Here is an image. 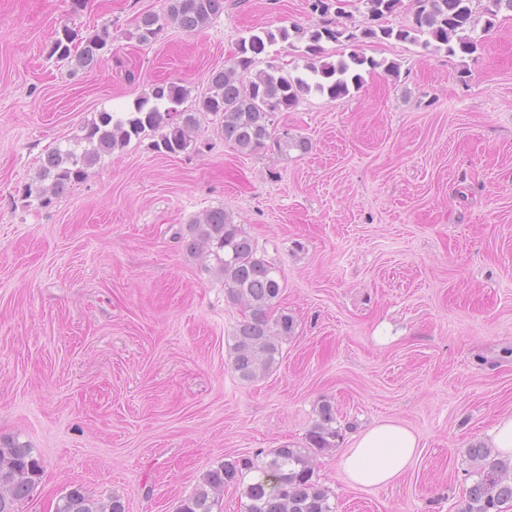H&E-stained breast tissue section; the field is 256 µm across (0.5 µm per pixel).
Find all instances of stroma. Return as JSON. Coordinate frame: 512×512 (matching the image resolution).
<instances>
[{"mask_svg": "<svg viewBox=\"0 0 512 512\" xmlns=\"http://www.w3.org/2000/svg\"><path fill=\"white\" fill-rule=\"evenodd\" d=\"M82 2L0 0V437L43 467L19 512H55L74 485L178 512L224 460L304 446L325 404L338 438L311 464L335 512H462L468 448L512 415V15L471 55L360 44L400 75L278 113L307 150L240 152L203 115L195 150L158 152L149 132L30 205L47 151L98 112L163 81L199 96L249 31L317 20L310 0H225L206 28L167 23L145 46L128 33L168 0ZM106 22L92 70L49 57L61 26L84 38ZM217 207L279 268L296 323L252 382L228 349L244 309L181 240ZM385 420L417 456L387 486L350 485L342 456Z\"/></svg>", "mask_w": 512, "mask_h": 512, "instance_id": "stroma-1", "label": "stroma"}]
</instances>
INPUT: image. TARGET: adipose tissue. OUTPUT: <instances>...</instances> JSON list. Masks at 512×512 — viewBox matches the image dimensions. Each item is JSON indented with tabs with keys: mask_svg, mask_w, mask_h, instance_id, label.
<instances>
[{
	"mask_svg": "<svg viewBox=\"0 0 512 512\" xmlns=\"http://www.w3.org/2000/svg\"><path fill=\"white\" fill-rule=\"evenodd\" d=\"M418 452L416 436L405 426L383 422L359 434L342 460L347 480L362 487L389 484L403 474Z\"/></svg>",
	"mask_w": 512,
	"mask_h": 512,
	"instance_id": "ef3b65f1",
	"label": "adipose tissue"
}]
</instances>
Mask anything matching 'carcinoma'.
Wrapping results in <instances>:
<instances>
[{"mask_svg":"<svg viewBox=\"0 0 512 512\" xmlns=\"http://www.w3.org/2000/svg\"><path fill=\"white\" fill-rule=\"evenodd\" d=\"M341 0H312L310 8L318 15L313 28L261 29L240 39L236 60L211 72L207 91L195 108L183 109L190 90L179 82L158 84L136 99L130 112L98 113L84 127V133L64 146L51 149L40 169L24 185L23 195L39 204L66 192L82 181L87 171L133 138L147 132L158 134L155 147L166 154H181L195 144L193 132L203 113L220 115L224 141L253 153L272 144L278 151L290 147L304 150V139L275 134V115L294 109L303 94L314 90L331 100L350 95L362 83L359 70L367 66L399 74L397 63L377 61L351 53L332 60L324 42L363 43L397 40L429 46L450 55L472 54L478 49L473 37L474 13L486 16L484 30L495 26L498 15L512 12V0H411L412 19L393 27L388 17L404 7V0H359L367 14L365 26L339 6ZM224 11V0H169L165 21L187 32L208 26ZM160 17L147 13L135 23L131 36L142 44L151 43L161 30ZM305 43L301 57L305 73L294 75L274 65L252 71L256 60L270 53L271 47L294 41ZM112 46V24L104 23L92 36L82 40L65 27L52 41L49 53L68 61L75 70H89L103 52ZM186 250L224 279L227 300L242 305L248 314L240 320L228 339L231 366L239 378L255 381L273 371L282 357L280 340L295 328L292 316L281 312L271 316L279 303L282 285L279 270L257 249L232 216L222 208L208 211L189 224L184 237ZM336 421L331 406L324 405L320 419L306 434V445H284L262 461L228 459L207 470L193 493L180 506V512H213L216 497L227 485L241 488L248 500L247 512H335L330 491L314 478L311 455L336 446ZM477 462V479L467 492L464 512H498L512 501V466L491 456L482 445L469 449ZM252 478H247V475ZM42 476V466L28 446L0 439V512H19ZM56 512H125L118 496L106 499L88 494L74 485L57 503Z\"/></svg>","mask_w":512,"mask_h":512,"instance_id":"1","label":"carcinoma"}]
</instances>
